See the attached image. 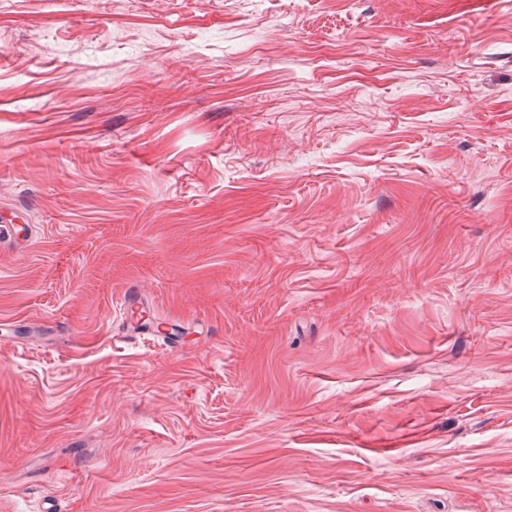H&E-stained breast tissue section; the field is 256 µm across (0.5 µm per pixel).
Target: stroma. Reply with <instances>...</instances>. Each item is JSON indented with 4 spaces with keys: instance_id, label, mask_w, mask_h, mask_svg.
I'll list each match as a JSON object with an SVG mask.
<instances>
[{
    "instance_id": "35a3bbf8",
    "label": "stroma",
    "mask_w": 512,
    "mask_h": 512,
    "mask_svg": "<svg viewBox=\"0 0 512 512\" xmlns=\"http://www.w3.org/2000/svg\"><path fill=\"white\" fill-rule=\"evenodd\" d=\"M2 222L0 512H512V0H0Z\"/></svg>"
}]
</instances>
